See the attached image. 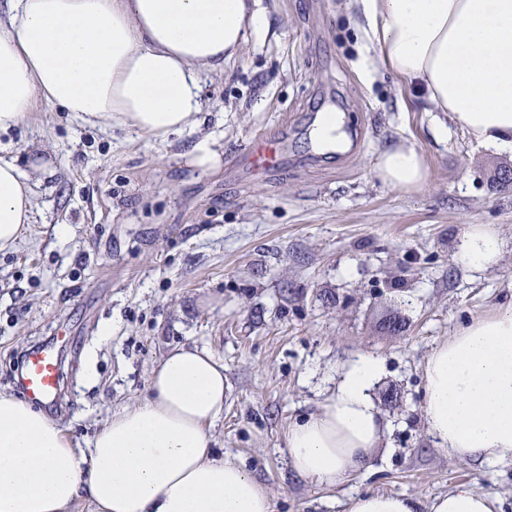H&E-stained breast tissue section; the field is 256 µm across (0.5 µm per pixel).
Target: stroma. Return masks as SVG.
<instances>
[{
  "label": "stroma",
  "mask_w": 512,
  "mask_h": 512,
  "mask_svg": "<svg viewBox=\"0 0 512 512\" xmlns=\"http://www.w3.org/2000/svg\"><path fill=\"white\" fill-rule=\"evenodd\" d=\"M259 7L268 27L205 80L200 131L160 143L41 105L9 132L18 165L31 141L50 166L33 187L32 224L0 251V390L16 392L21 352L65 333L60 395L44 411L83 448L145 396L170 350L197 347L224 364L216 445L270 489L274 512H347L368 491L425 505L461 483L512 512V466L450 458L422 411L431 350L512 302V149L459 131L435 137L438 113L369 63L345 0ZM328 107L345 117L349 152L314 149L311 116ZM270 132L287 137L286 164L257 177L244 152ZM202 134L216 166L190 155ZM400 140L429 170L406 195L374 173L380 150ZM60 224L67 239L54 233ZM468 224L498 230V265L476 271L458 258ZM358 352L380 359V387L398 391L379 407L386 450L339 486L301 478L287 427Z\"/></svg>",
  "instance_id": "1"
}]
</instances>
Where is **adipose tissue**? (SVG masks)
<instances>
[{
	"label": "adipose tissue",
	"mask_w": 512,
	"mask_h": 512,
	"mask_svg": "<svg viewBox=\"0 0 512 512\" xmlns=\"http://www.w3.org/2000/svg\"><path fill=\"white\" fill-rule=\"evenodd\" d=\"M378 64L414 83L432 111L478 145L512 147V0H349ZM256 0H0V133L21 127L37 104L109 120L160 140L201 124L206 75L265 29ZM0 143V250L34 214L32 176L48 164L41 147L27 169ZM386 186L424 185V155L407 142L382 149ZM458 255L471 268L497 265L501 238L468 225ZM423 411L449 457L512 464V304L459 325L426 357ZM378 358L357 353L316 412L286 431L288 465L336 486L382 446L372 388ZM224 365L194 347L169 351L146 395L113 413L88 448L30 402L0 392V512H274L267 486L213 445L224 411ZM498 496L460 485L428 512H500ZM405 494L363 493L347 512H418Z\"/></svg>",
	"instance_id": "obj_1"
}]
</instances>
